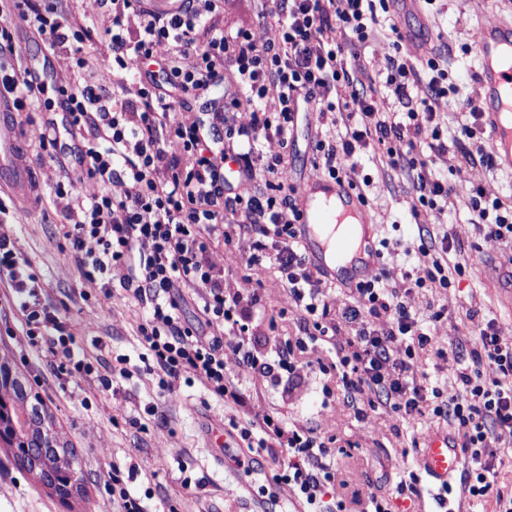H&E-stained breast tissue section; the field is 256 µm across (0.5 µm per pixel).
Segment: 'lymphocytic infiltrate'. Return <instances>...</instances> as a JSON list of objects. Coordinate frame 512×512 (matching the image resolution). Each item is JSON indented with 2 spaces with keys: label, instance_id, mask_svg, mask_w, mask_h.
Segmentation results:
<instances>
[{
  "label": "lymphocytic infiltrate",
  "instance_id": "1",
  "mask_svg": "<svg viewBox=\"0 0 512 512\" xmlns=\"http://www.w3.org/2000/svg\"><path fill=\"white\" fill-rule=\"evenodd\" d=\"M56 2L0 0V98L20 112L42 103L46 92L45 86L21 79L11 61L13 23L45 36L52 51L71 37L104 48L94 77L59 88L57 105L66 123L47 120L39 147L56 156L65 140L79 142L78 168L56 193L64 237L80 276L102 281L104 299H111L112 274L118 271L127 292L145 305L138 330L162 390H174L190 373L224 404H243V393L229 382L224 351L232 349L243 364L257 366L245 314L259 305L256 285L274 268L300 314L303 335L331 339L341 328L349 329L344 345L336 349L335 364L348 397L377 394L408 420L428 408L447 414L468 460L464 493L474 501L493 497L491 478L500 453L495 443L512 437V343L501 341L494 320H486L473 339L468 364L456 376L455 393L447 396L440 384L417 375L422 354L432 344L430 325L444 312L418 314L407 301L410 288L389 287L385 276H378L361 284L336 322H328L322 281L296 237V191L280 179L283 157L257 149L273 136L290 144L301 106L346 113L350 123L344 136L327 132L314 144L328 176L340 177L345 161L356 153L383 148L387 165L410 178L413 213L452 208L462 200L479 236L512 245L511 203L486 200L478 182L460 183L429 168L427 152L445 151L448 143L472 138L481 126L478 105L466 103L452 139L444 140L430 100L414 94L424 81L432 98L448 96L447 52L431 49L419 65L390 56L383 92L369 94L359 78L360 50L377 25L388 20L390 0H275L274 36L261 45L250 31L228 35L207 27L217 0H182L175 13L157 11L148 0H108L107 21L95 30L82 16L58 10ZM331 28L341 42L323 41L324 30ZM161 45L168 46V55L157 56ZM188 54L195 63L186 68L182 58ZM227 68L235 71L238 89L226 106L248 105L249 125L227 124L220 111L182 123L171 101L157 90L163 82L193 95L208 89ZM132 71L139 82L131 97L110 95L108 85ZM272 85L279 95L270 108L264 99ZM228 158L237 163V177L251 184V191L238 193L226 185ZM86 182L97 184L98 192L84 195ZM116 183L122 187L117 195L112 192ZM12 233L0 225V281L9 288L30 347L44 355L55 375L92 374L95 359L78 346L70 323L45 297ZM241 236L252 241L246 258L250 283L228 288L223 271L209 259L207 241L214 237L229 243ZM141 243L150 252L132 263ZM455 247L447 229L420 237L417 250L436 257L425 278L414 279L411 288L428 282L448 288L461 279L464 264L448 268L442 262ZM186 287L202 291L200 324L182 318ZM380 317L386 320L381 328L375 324ZM227 335L232 345H225ZM240 439L253 454L284 448L288 463L280 481L292 486L312 512L322 506L336 467L331 448L314 429L293 430L267 418L241 428Z\"/></svg>",
  "mask_w": 512,
  "mask_h": 512
}]
</instances>
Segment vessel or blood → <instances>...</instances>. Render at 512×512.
<instances>
[{
  "label": "vessel or blood",
  "mask_w": 512,
  "mask_h": 512,
  "mask_svg": "<svg viewBox=\"0 0 512 512\" xmlns=\"http://www.w3.org/2000/svg\"><path fill=\"white\" fill-rule=\"evenodd\" d=\"M477 78L482 89L478 107L491 135L498 168L512 172V23L484 28L475 45ZM16 116L0 100V187L24 197L31 191L30 175L20 164ZM370 208L359 193L340 178L317 177L303 183L298 194V237L314 269L338 288L350 290L366 273L382 264L380 244L371 232ZM345 225L336 239L321 237L319 228ZM418 463L433 488L450 484L462 467L454 439L445 432L428 434Z\"/></svg>",
  "instance_id": "b4317fda"
}]
</instances>
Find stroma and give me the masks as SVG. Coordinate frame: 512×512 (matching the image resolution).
<instances>
[{
	"instance_id": "35a3bbf8",
	"label": "stroma",
	"mask_w": 512,
	"mask_h": 512,
	"mask_svg": "<svg viewBox=\"0 0 512 512\" xmlns=\"http://www.w3.org/2000/svg\"><path fill=\"white\" fill-rule=\"evenodd\" d=\"M271 0H223L218 19L225 33L251 30L257 43L273 36L271 24H259L258 12L270 9ZM401 27L414 31L412 39L394 45L386 31H379L365 49L362 60L369 80L380 81L387 60L401 54L419 62L420 39L431 44L447 42L475 46L483 25L499 19L512 20V0H436L434 5L407 9L395 5ZM69 58L53 57L51 76L57 85L73 82L75 58L85 62V73L101 65L99 48L91 43L68 41ZM448 77L457 89L455 101L439 98L435 111L453 120L461 100L479 101L481 88L473 54H455L448 59ZM49 114L30 108L17 117V131L24 145L23 158L33 173V189L27 197L14 196L0 188V204L15 226L19 252L51 302L69 319L79 344L100 357L107 366L124 365L129 375L115 378L104 388L97 375L57 379L50 376L42 358L28 346V339L8 302L7 288L0 287V361L7 362L26 379L33 394L52 417L59 443L76 448L82 478L80 492L62 496L42 483L36 474L18 466L10 448L0 445V512H118L119 496L113 484L141 500L147 512H251L242 499L235 478L215 465L207 434L212 417L239 426L265 416L281 419L290 427H311L322 437L334 438L338 477L328 489L327 503L367 499L383 491L391 512H438L428 482L416 493L398 496L395 484L402 472L417 469V457L425 437L448 427L444 416L425 414L405 420L399 413L377 405L367 421H358L344 399L334 369L336 346L319 340L305 342L296 352L294 372L266 373L239 363L232 351L224 361L231 381L247 395L246 405L233 409L215 399L198 379L178 384L172 392L161 391L155 375L147 370V352L137 336L145 310L128 297L120 284H113L112 298L98 303L100 285L80 278L62 229L63 219L53 204L55 189L63 179L57 159L40 150L38 133ZM324 121L311 109L297 115L289 147L278 139L263 141L264 154L284 153L281 177L285 184L300 186L323 175L314 163L313 144ZM342 178L364 191L375 216L379 239L409 245L417 235L411 216L413 204L406 177L387 168L378 156L366 152L346 162ZM466 207L455 212L434 209L425 217L434 231L450 228L460 245L449 261L467 260V275L450 288H417L407 297L418 311L444 310L432 328L434 348L423 358L422 369L430 380L452 382L467 362L462 347L488 319H495L503 341L512 342V311L499 301L497 291L512 280V248L479 236ZM251 251L249 237L232 244H212L210 257L223 267L226 281H242L248 270L245 258ZM262 304L249 311L247 321L256 338L255 353L269 361L276 347L300 338L299 315L287 288L275 270H268L260 285ZM157 405L156 415L145 408ZM265 468L253 476L251 488L258 497L275 492L281 502L293 498L288 484L276 481L285 462L277 448L261 454Z\"/></svg>"
}]
</instances>
